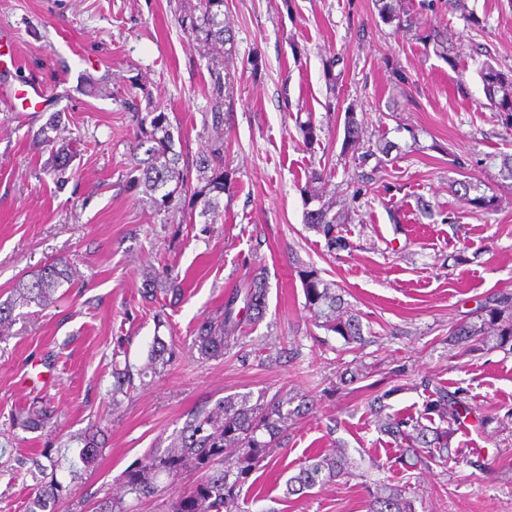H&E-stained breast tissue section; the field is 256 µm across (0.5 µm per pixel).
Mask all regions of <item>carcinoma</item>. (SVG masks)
<instances>
[{"label": "carcinoma", "mask_w": 512, "mask_h": 512, "mask_svg": "<svg viewBox=\"0 0 512 512\" xmlns=\"http://www.w3.org/2000/svg\"><path fill=\"white\" fill-rule=\"evenodd\" d=\"M381 21L396 29L411 31L416 27L410 8L403 0H375ZM448 9L472 26L481 21L467 6V0H448ZM200 15H190L189 29L193 40L208 58L209 84L211 89V123L204 124L214 135L197 164V181H192L191 169L181 164L182 155L173 147L169 114L150 111L138 118L136 138L138 142L151 143L147 158L138 162L130 177L135 188H143L157 210H179L210 218L216 223L222 217L219 198L226 190L229 174L224 169V138L221 130L229 112L233 111L234 91L231 77L233 66L234 34L224 23V0H199ZM425 45L448 63H454L453 42L448 29L433 26L418 33ZM339 59L324 61V77L329 93L336 94L340 75L335 73ZM477 74L489 108L496 112L501 124L512 129V70L506 72L489 60L478 63ZM299 131L306 146L318 142L321 128L307 120L299 124ZM342 154L351 155L358 167L367 166L371 159L382 162L394 147L389 141L378 144L376 150L364 148L362 120L353 109L345 112ZM331 178L325 168H313L308 174L311 188L304 191L305 224L325 240L329 251L342 252L351 249L349 239L343 235L342 225L351 220L349 211L335 210L336 203L325 201L312 185ZM454 192L473 208L493 212L498 209V196L487 194L481 184L469 180L456 182ZM305 308L312 314L316 326L340 336L347 345H363L362 321L358 314L348 310L341 294L325 281L320 272L305 264L296 267ZM72 271L66 261L58 258L45 263L28 279H21L12 288L9 298L0 302V332L10 329L16 320L14 312L32 306L44 308L53 303L57 288L70 280ZM267 285L261 277L253 278L244 292H233L224 301L221 314L203 320L196 329L193 347L201 357L209 359L224 355L231 342L238 339L243 320L256 324L266 312ZM243 301L245 318L236 311L238 301ZM448 344L465 354L483 350L512 347V293L499 292L476 310V316L450 327ZM175 357L173 343L154 337L149 351V365L165 366ZM112 403H119V396L134 388L129 368H112ZM430 391L426 402L428 418L421 421L411 415L394 416L386 413L387 400L398 391L392 387L377 392L368 401V408L376 419L379 431L390 437L395 444L398 463L415 468H428L451 452L452 438L465 425L473 413L465 400V390L430 382L424 383ZM296 396L287 390H279L271 397L264 394L252 399L251 393L229 395L211 407L201 406L192 412L182 428L171 436L164 449L141 458L126 471L124 496H110L97 501L93 512H128L124 497L130 495L137 501L154 497L159 484L174 480L187 473L198 478L187 493L171 503L169 512H245L247 505L242 496L243 486L251 473L259 468L278 447L279 439L293 422L312 410L313 403L301 401L294 404ZM50 411L40 409L16 419V424L35 430L44 427ZM447 423L438 426L434 419ZM103 430L91 427L80 437L83 447L79 459L83 468L92 467L101 452L99 436ZM354 460L345 448L333 454L316 455L285 482L286 496L302 495L337 479L353 475ZM36 489L29 497L26 512H54V506L71 494L70 484L56 478L45 481L38 475ZM367 512H415L409 488L402 485L379 483L368 489Z\"/></svg>", "instance_id": "cac0c4a2"}]
</instances>
